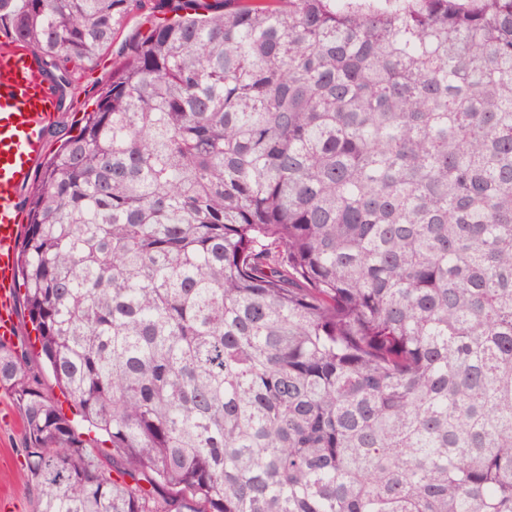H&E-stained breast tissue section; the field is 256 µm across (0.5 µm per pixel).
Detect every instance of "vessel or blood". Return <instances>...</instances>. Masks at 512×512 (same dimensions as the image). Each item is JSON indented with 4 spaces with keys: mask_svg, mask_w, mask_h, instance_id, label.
Returning a JSON list of instances; mask_svg holds the SVG:
<instances>
[{
    "mask_svg": "<svg viewBox=\"0 0 512 512\" xmlns=\"http://www.w3.org/2000/svg\"><path fill=\"white\" fill-rule=\"evenodd\" d=\"M55 98L30 53L0 49V340L16 334L14 256L20 233L19 193L44 151Z\"/></svg>",
    "mask_w": 512,
    "mask_h": 512,
    "instance_id": "1",
    "label": "vessel or blood"
}]
</instances>
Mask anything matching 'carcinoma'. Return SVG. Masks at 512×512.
<instances>
[{
	"mask_svg": "<svg viewBox=\"0 0 512 512\" xmlns=\"http://www.w3.org/2000/svg\"><path fill=\"white\" fill-rule=\"evenodd\" d=\"M148 4L23 200L26 337L94 432L0 342L35 512H512V0L0 30L62 109Z\"/></svg>",
	"mask_w": 512,
	"mask_h": 512,
	"instance_id": "carcinoma-1",
	"label": "carcinoma"
}]
</instances>
